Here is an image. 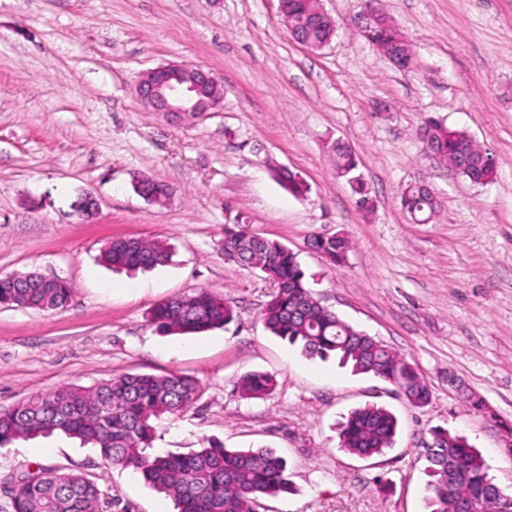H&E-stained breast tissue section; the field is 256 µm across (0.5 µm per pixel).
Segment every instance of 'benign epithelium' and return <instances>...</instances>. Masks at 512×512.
<instances>
[{"instance_id":"1","label":"benign epithelium","mask_w":512,"mask_h":512,"mask_svg":"<svg viewBox=\"0 0 512 512\" xmlns=\"http://www.w3.org/2000/svg\"><path fill=\"white\" fill-rule=\"evenodd\" d=\"M211 86L224 90V84L200 66L169 63L147 72L136 93L151 111L181 122L186 117L201 119L223 106L224 97L214 99L205 94V88Z\"/></svg>"}]
</instances>
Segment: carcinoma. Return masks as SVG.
<instances>
[{
	"label": "carcinoma",
	"instance_id": "carcinoma-1",
	"mask_svg": "<svg viewBox=\"0 0 512 512\" xmlns=\"http://www.w3.org/2000/svg\"><path fill=\"white\" fill-rule=\"evenodd\" d=\"M318 0H285V12L296 34L311 45H323L333 29L318 18ZM361 36L369 43L408 51L404 35L387 13L363 20ZM422 138L439 160L460 158L469 164L466 177L490 181L494 164L477 159L473 140L462 130L448 128L430 118L420 128ZM336 173L349 178L360 202L369 190L351 173L357 159L350 146L330 144ZM292 194L302 196L307 185L293 172L279 174ZM402 209L412 220L425 222L437 212L434 194L416 183L401 194ZM313 247L332 262L343 260L349 248L344 237L312 235ZM224 258L263 273L273 291L260 310L264 328L288 343L301 345L306 355L334 358L358 374H371L388 384L410 403L421 406L431 395L428 383L407 359L341 320L316 301L305 283L297 256L287 246L255 234L247 224L224 225ZM100 257L114 269L149 270L166 264L171 247L162 240L127 241L115 238L103 246ZM73 294L67 285L42 288L36 280H1L0 305L38 311L65 308ZM234 318L231 302L200 288L156 305L150 322L167 334H195L224 327ZM276 386L264 372H249L238 381L243 397L259 399ZM199 382L188 375H117L92 386L68 384L51 392L29 396L0 412V447L18 439L62 432L97 448L112 465L132 470L157 492L172 498L179 512H258L261 500L289 489L286 462L267 448L228 449L208 443L189 453H146L154 438L155 422L163 415H179L197 401ZM398 421L387 409L365 405L352 410L339 425L341 447L350 455L370 459L393 446ZM430 512H454L455 502L468 500L474 512H483L486 495L494 487L485 460L466 438L446 430L434 433L428 449ZM101 492L82 474L60 473L41 480H19L14 512H98Z\"/></svg>",
	"mask_w": 512,
	"mask_h": 512
}]
</instances>
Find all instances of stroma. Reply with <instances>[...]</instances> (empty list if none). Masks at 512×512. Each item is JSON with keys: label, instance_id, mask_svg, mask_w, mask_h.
I'll return each mask as SVG.
<instances>
[{"label": "stroma", "instance_id": "obj_1", "mask_svg": "<svg viewBox=\"0 0 512 512\" xmlns=\"http://www.w3.org/2000/svg\"><path fill=\"white\" fill-rule=\"evenodd\" d=\"M322 4L336 34L312 50L292 39L279 0H0V276L34 270L74 288L60 312L0 306V410L67 384L179 373L200 396L157 422L151 454L207 440L273 449L290 489L259 512H428L437 429L464 436L512 495V0H382L415 57L409 71L352 30L360 0ZM171 62L223 82V108L173 125L144 107L142 75ZM430 116L492 155L490 182L428 157ZM336 139L357 157L371 211L336 174ZM283 168L305 195L281 185ZM136 175L168 183V205L137 195ZM419 180L439 203L426 223L400 205ZM87 196L90 219L78 208ZM228 224L296 253L324 306L416 364L429 404L267 331L258 313L271 283L225 260ZM315 233L347 237L343 261L313 249ZM123 236L167 241L172 258L112 270L100 250ZM199 288L232 301L233 321L197 336L150 325L154 305ZM253 371L276 380L260 399L237 389ZM368 403L399 427L392 448L362 460L340 449L337 425ZM28 470L87 475L100 512H176L62 434L0 447V480Z\"/></svg>", "mask_w": 512, "mask_h": 512}]
</instances>
